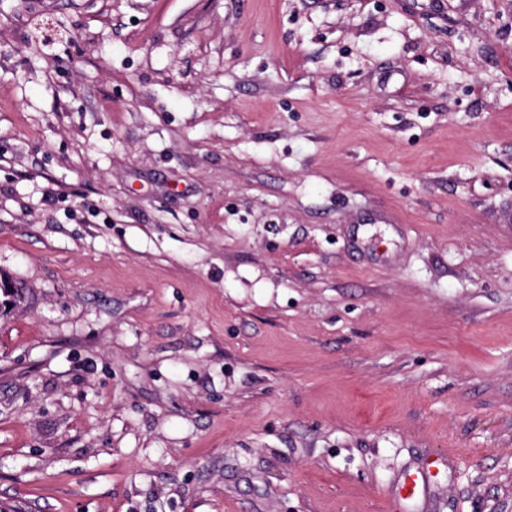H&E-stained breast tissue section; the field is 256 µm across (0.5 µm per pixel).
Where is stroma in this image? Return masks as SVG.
I'll list each match as a JSON object with an SVG mask.
<instances>
[{"label": "stroma", "instance_id": "1", "mask_svg": "<svg viewBox=\"0 0 512 512\" xmlns=\"http://www.w3.org/2000/svg\"><path fill=\"white\" fill-rule=\"evenodd\" d=\"M0 0V507L512 512V0ZM52 17L71 42L36 43Z\"/></svg>", "mask_w": 512, "mask_h": 512}]
</instances>
